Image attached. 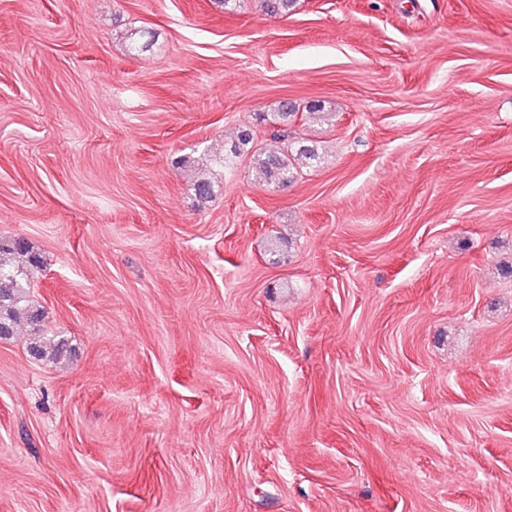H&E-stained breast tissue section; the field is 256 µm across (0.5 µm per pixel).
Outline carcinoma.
<instances>
[{
    "mask_svg": "<svg viewBox=\"0 0 512 512\" xmlns=\"http://www.w3.org/2000/svg\"><path fill=\"white\" fill-rule=\"evenodd\" d=\"M297 0H262L261 7L272 16H287L296 6ZM298 119L296 107L282 101L278 110L270 113L271 123L276 125L275 137L280 140L293 138L287 151H275L267 148L249 149L253 137L248 127L239 129L237 138L224 150V155L215 159V163L224 168L236 162L244 154H250L251 163L260 179L267 185L284 187L296 178L297 165L316 166L320 163L318 149L304 138L288 130ZM24 258L23 266H11L0 262V339H10L17 335L22 326L27 325L34 331H41L45 320V311L37 306L29 295L30 272L39 268L40 260L30 250L28 242L21 238L0 237V255ZM63 346L52 337L37 336L30 343L31 354L41 359L57 360L63 355Z\"/></svg>",
    "mask_w": 512,
    "mask_h": 512,
    "instance_id": "1",
    "label": "carcinoma"
}]
</instances>
